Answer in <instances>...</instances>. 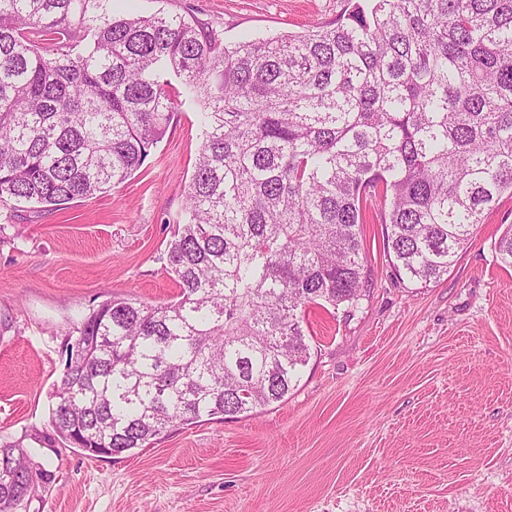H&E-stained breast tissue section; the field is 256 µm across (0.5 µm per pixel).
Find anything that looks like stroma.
Masks as SVG:
<instances>
[{"instance_id":"stroma-1","label":"stroma","mask_w":512,"mask_h":512,"mask_svg":"<svg viewBox=\"0 0 512 512\" xmlns=\"http://www.w3.org/2000/svg\"><path fill=\"white\" fill-rule=\"evenodd\" d=\"M344 0H116L190 14L223 41L304 32ZM201 145L193 104L132 177L60 210L0 209V446L53 472L21 512H512V269L503 195L439 281L393 272L382 227L353 317L309 312L316 345L286 401L176 427L135 455L65 446L49 393L82 317L111 297L160 305Z\"/></svg>"}]
</instances>
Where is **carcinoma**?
<instances>
[{
    "label": "carcinoma",
    "instance_id": "carcinoma-1",
    "mask_svg": "<svg viewBox=\"0 0 512 512\" xmlns=\"http://www.w3.org/2000/svg\"><path fill=\"white\" fill-rule=\"evenodd\" d=\"M301 35L223 42L112 0H0V207L61 209L131 177L182 105L202 142L166 250L167 304L83 318L50 394L69 446L114 455L256 415L310 358L308 310L347 317L375 208L394 269L431 283L512 196V0H346ZM512 269V227L498 239ZM52 474L0 446V512Z\"/></svg>",
    "mask_w": 512,
    "mask_h": 512
}]
</instances>
